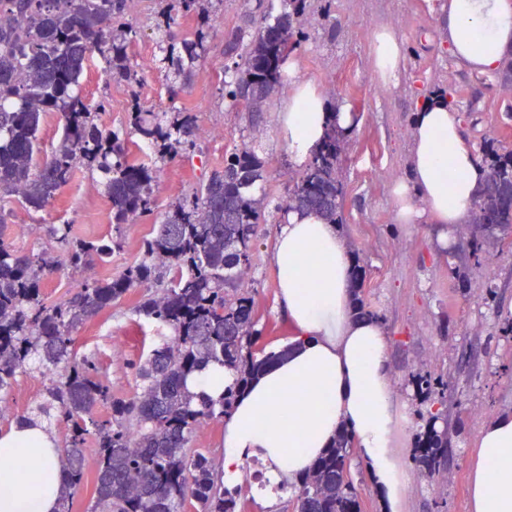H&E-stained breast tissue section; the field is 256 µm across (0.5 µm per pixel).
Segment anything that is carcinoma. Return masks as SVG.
<instances>
[{"label": "carcinoma", "mask_w": 512, "mask_h": 512, "mask_svg": "<svg viewBox=\"0 0 512 512\" xmlns=\"http://www.w3.org/2000/svg\"><path fill=\"white\" fill-rule=\"evenodd\" d=\"M177 0L200 27L184 37L167 16L156 29L160 68L169 98L186 92L189 78L208 50L203 27L211 22L214 2ZM248 22L261 14L264 25L249 33L232 31L225 43L221 91L247 121L258 125L267 101L288 87L281 65L284 49L297 51L311 23L307 0H282L271 15L265 0H244ZM129 0H0V195L25 207H45L67 186L77 165L112 172L107 184L110 220L127 224L152 214L156 169L133 156L126 141L100 122L104 102L90 104L73 92L95 51L103 54L112 79L139 84L128 47L137 31L126 19ZM49 112L64 125L57 145L41 155L38 132ZM197 117L186 109L144 112L133 104L130 133L153 145L157 157L190 155L198 147ZM347 131L331 121L320 147L298 172L288 199L277 205L279 217L290 210L313 212L329 224L343 223L344 184L341 154ZM488 174L474 203L468 242L478 260L483 239L512 225V151L500 153L481 145ZM266 179L265 161L243 142L224 157L190 194L176 201L141 256L115 277L88 278L63 299L47 301L41 282L56 257L47 253L20 256L0 241V392L9 393L17 376L31 370L50 380L43 402L27 420L54 419L64 428L59 464L66 474L59 512H72L75 497L89 483L94 494L88 512H241L240 490L218 477L213 457L193 447L196 430L207 420L231 413L235 391L214 402L193 392L188 379L209 364L236 373L244 387L274 357L255 354L261 339L251 293L240 276L265 221L263 199L252 194ZM64 262L85 273L120 247L116 240L78 242L71 224L49 228ZM362 268L353 281L357 314L376 316L362 298ZM149 288L136 312L166 326L171 335L157 336L137 366L145 381L132 398L112 395V387L92 354L78 355L75 333L89 319L112 309L132 288ZM414 391L427 402L448 388L440 377L419 375ZM107 408L100 414L97 407ZM444 411L418 412L426 422L414 460L434 472L448 455V437L436 428ZM94 448L93 465L85 450ZM354 440L341 434L291 487L295 512H362L349 479Z\"/></svg>", "instance_id": "obj_1"}]
</instances>
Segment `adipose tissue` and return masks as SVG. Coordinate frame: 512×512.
<instances>
[{
  "instance_id": "1",
  "label": "adipose tissue",
  "mask_w": 512,
  "mask_h": 512,
  "mask_svg": "<svg viewBox=\"0 0 512 512\" xmlns=\"http://www.w3.org/2000/svg\"><path fill=\"white\" fill-rule=\"evenodd\" d=\"M452 63L489 75L512 58V0H442L439 9ZM404 47L396 31L376 33L373 67L398 80ZM331 116L320 92L295 83L280 130L295 165L320 146ZM407 176L392 189L401 224H470L486 168L447 97L419 99L410 128ZM269 261L277 304L294 334L236 399L224 422L225 485L244 479L260 458L271 484L295 483L340 431L353 438L390 512L403 508L404 483L393 451L395 392L380 320L352 312L353 261L337 225L289 211ZM56 436L22 421L0 433V512H59L65 475ZM468 512H512V409L479 428L469 470Z\"/></svg>"
}]
</instances>
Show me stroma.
<instances>
[{
  "label": "stroma",
  "instance_id": "35a3bbf8",
  "mask_svg": "<svg viewBox=\"0 0 512 512\" xmlns=\"http://www.w3.org/2000/svg\"><path fill=\"white\" fill-rule=\"evenodd\" d=\"M440 0H311L313 20L290 65L297 78L315 85L330 105L350 112L353 132L343 156V237L366 269L364 296L382 319L388 334V364L395 390L397 426L394 445L397 459L408 476L403 512H466L469 455L481 424L504 409L512 408V233L492 242L480 264H462L457 250L465 246L472 229L455 231L456 246L442 249L438 224H401L396 220L390 195L394 181L406 175L409 130L418 95L437 91L455 82V105L466 107L469 90L482 94L480 110L463 118L471 143L493 141L495 148L512 149V94H507L497 75H477L452 68L442 36ZM172 0H140L131 22L138 35L130 48L133 63L142 74L140 85L130 87L112 81L100 53H93L75 88L95 103L107 100L102 122L123 131L128 127L132 102L152 112H177L192 108L199 125L222 129L223 137L202 141L191 156L155 162L153 214L150 218L116 226L109 222L107 177L98 170L79 169L42 210L16 207L13 199L0 197V209L26 218L30 227L14 223L0 233L16 254L36 255L53 245L47 233L52 224H70L85 239L114 238L113 250L97 270L118 275L139 255L140 245L154 223L160 222L170 203L224 167V154L249 137H256L268 162L264 193L270 204L284 198L297 172L287 143L279 133V115L288 109V98L273 97L267 104L257 133H250L240 113L232 110L220 91L227 58L224 34L235 26L244 9L243 0H224L208 36V53L193 71L186 94L170 99L163 71L154 60L158 53L156 19ZM335 19L328 32L325 18ZM394 28L405 45L400 79L383 82L374 72L370 48L375 33ZM276 232L275 222L262 225L245 285L255 300L260 347L270 350L285 344L290 325L277 309L275 273L268 261ZM494 296H487V289ZM141 288L130 292L112 309L88 321L78 332L79 353L97 352L112 391L135 396L141 381L133 365L143 360L145 336L160 326L135 313L144 296ZM442 376L448 382L442 402L448 414L453 453L446 470L428 473L411 459L422 430L414 412L419 407L408 385L411 376ZM263 466L247 462L240 485L242 512H293L289 493L276 496L265 506L257 479Z\"/></svg>",
  "mask_w": 512,
  "mask_h": 512
}]
</instances>
